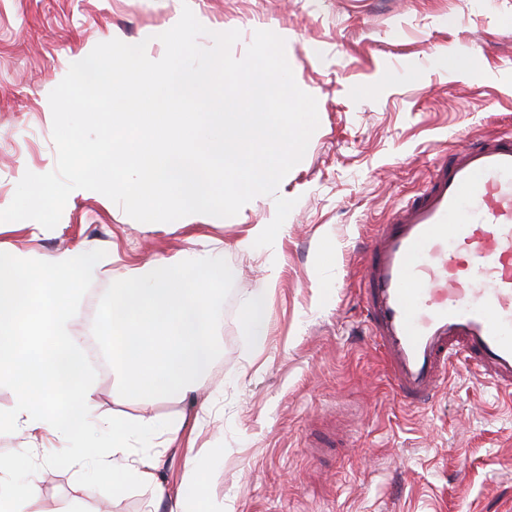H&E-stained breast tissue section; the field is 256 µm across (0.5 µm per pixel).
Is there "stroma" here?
<instances>
[{
  "mask_svg": "<svg viewBox=\"0 0 512 512\" xmlns=\"http://www.w3.org/2000/svg\"><path fill=\"white\" fill-rule=\"evenodd\" d=\"M190 7L208 35L255 31L285 41L319 126L276 195L232 220L144 224L101 193L73 191L61 219L0 223V249L31 259L75 249L110 253L75 316L87 338L98 303L130 267L216 252L233 288L218 325L220 356L187 398L129 399L98 371L96 414L167 422L212 404L198 425V464L224 512H512V401L451 368L439 399L405 404L390 390L356 298L370 225L420 188L451 148L512 132V0H0V189L56 166L50 92L72 63L113 39L146 43ZM295 200L273 247L237 249L275 199ZM267 287L269 334L255 348L245 300ZM77 468L40 469V508L75 493ZM153 489L93 491L86 512H150Z\"/></svg>",
  "mask_w": 512,
  "mask_h": 512,
  "instance_id": "1",
  "label": "stroma"
}]
</instances>
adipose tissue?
<instances>
[{
	"label": "adipose tissue",
	"instance_id": "obj_1",
	"mask_svg": "<svg viewBox=\"0 0 512 512\" xmlns=\"http://www.w3.org/2000/svg\"><path fill=\"white\" fill-rule=\"evenodd\" d=\"M159 437L164 448L174 446L184 451L185 474L182 487L192 488L197 500L204 505V512H213L208 497V480L196 467L198 452L191 434L184 431L182 424H159L151 416L135 420L113 419L112 444L103 450L101 464L112 472L113 492H122L128 485L136 483L153 486L157 480L158 460L149 455L132 452L130 442L136 438Z\"/></svg>",
	"mask_w": 512,
	"mask_h": 512
}]
</instances>
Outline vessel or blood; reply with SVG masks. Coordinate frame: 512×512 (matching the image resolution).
I'll return each instance as SVG.
<instances>
[{
    "mask_svg": "<svg viewBox=\"0 0 512 512\" xmlns=\"http://www.w3.org/2000/svg\"><path fill=\"white\" fill-rule=\"evenodd\" d=\"M358 281L395 396L436 401L460 362L511 392L512 136L449 150L372 226Z\"/></svg>",
    "mask_w": 512,
    "mask_h": 512,
    "instance_id": "1",
    "label": "vessel or blood"
}]
</instances>
